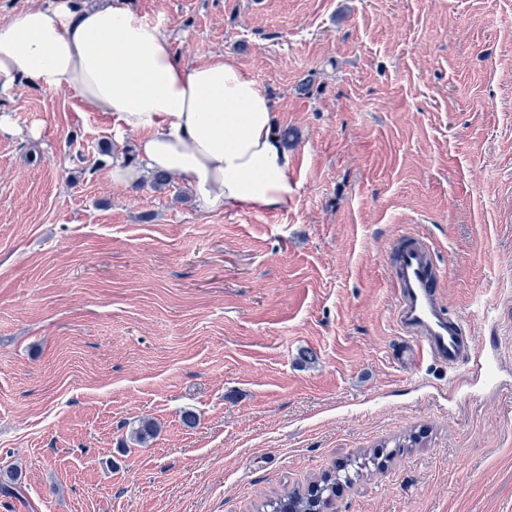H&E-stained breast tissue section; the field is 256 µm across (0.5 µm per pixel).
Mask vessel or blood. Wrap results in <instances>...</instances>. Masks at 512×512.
<instances>
[{
	"mask_svg": "<svg viewBox=\"0 0 512 512\" xmlns=\"http://www.w3.org/2000/svg\"><path fill=\"white\" fill-rule=\"evenodd\" d=\"M390 273L395 293L393 318L412 345L402 348V361L425 355L449 369L461 363L480 365L481 357L465 320L449 315L444 302L441 274L432 248L424 239L400 236L392 247Z\"/></svg>",
	"mask_w": 512,
	"mask_h": 512,
	"instance_id": "vessel-or-blood-1",
	"label": "vessel or blood"
}]
</instances>
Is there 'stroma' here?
<instances>
[{
	"label": "stroma",
	"mask_w": 512,
	"mask_h": 512,
	"mask_svg": "<svg viewBox=\"0 0 512 512\" xmlns=\"http://www.w3.org/2000/svg\"><path fill=\"white\" fill-rule=\"evenodd\" d=\"M132 4L268 94L295 201L113 183L136 133L0 94V512H259L363 456L329 512H512V0ZM402 234L483 368L399 360Z\"/></svg>",
	"instance_id": "obj_1"
}]
</instances>
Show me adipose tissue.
Segmentation results:
<instances>
[{
    "label": "adipose tissue",
    "instance_id": "adipose-tissue-1",
    "mask_svg": "<svg viewBox=\"0 0 512 512\" xmlns=\"http://www.w3.org/2000/svg\"><path fill=\"white\" fill-rule=\"evenodd\" d=\"M22 81L75 92L139 133L144 172L179 177L202 209L283 211L294 201L269 96L224 55L183 62L167 28L129 0H52L0 25V93Z\"/></svg>",
    "mask_w": 512,
    "mask_h": 512
}]
</instances>
